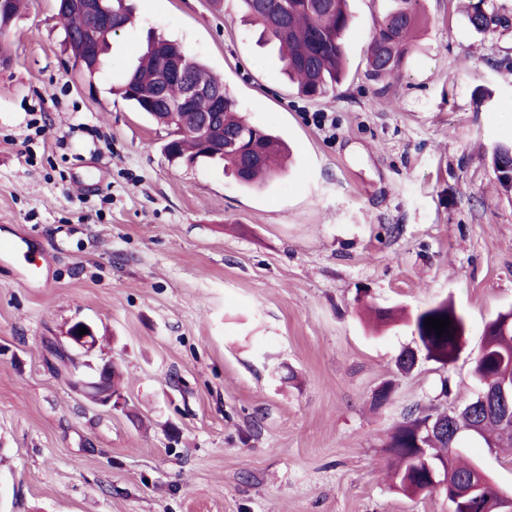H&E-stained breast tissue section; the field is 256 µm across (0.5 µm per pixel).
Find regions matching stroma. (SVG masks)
I'll list each match as a JSON object with an SVG mask.
<instances>
[{
    "label": "stroma",
    "instance_id": "35a3bbf8",
    "mask_svg": "<svg viewBox=\"0 0 512 512\" xmlns=\"http://www.w3.org/2000/svg\"><path fill=\"white\" fill-rule=\"evenodd\" d=\"M467 2L422 0L399 76L375 81L388 2L348 0L346 78L310 100L239 0H132L92 80L54 0H25L0 66V240H35L50 284L0 265V512H449L443 492L395 489L386 441L408 409L476 394L485 326L512 308V192L489 158L512 138V0H485L484 32ZM151 30L287 140L285 174L248 191L168 161L166 130L112 92ZM443 299L464 348L400 371L411 327L372 331L364 305ZM77 321L93 349L70 345ZM108 361L126 408L67 381ZM461 452L512 496V448Z\"/></svg>",
    "mask_w": 512,
    "mask_h": 512
}]
</instances>
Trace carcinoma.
Instances as JSON below:
<instances>
[{
	"label": "carcinoma",
	"instance_id": "carcinoma-1",
	"mask_svg": "<svg viewBox=\"0 0 512 512\" xmlns=\"http://www.w3.org/2000/svg\"><path fill=\"white\" fill-rule=\"evenodd\" d=\"M261 35L278 45L279 61L288 79L296 84L298 93L315 99L339 85L346 75L348 48L345 33L351 16L347 0H242ZM112 9V22L92 24L79 8L58 7L64 20V41L72 42L75 58L84 60L83 72L94 78L100 55L108 46L112 33L132 20L128 0H104ZM421 18V0H391L389 10L373 27L366 55V66L376 80L397 75L410 49L409 35ZM181 65V78L167 84L165 92L158 89L168 70L170 60ZM187 84H202L224 97V112L212 128L202 130L190 122L176 121L172 105L182 97ZM131 107L146 114L156 123L175 129L172 146L193 163L204 159L216 167L230 170L241 185L256 187L276 172L274 162L287 146L282 138L250 124L237 110V101L212 76L204 64L178 43L162 37L150 39L138 63L127 72L115 89ZM512 140L494 144L492 165L501 187L512 191V170L508 156ZM450 319L451 326L443 334L426 328V318ZM410 327L418 348L427 358L443 365L458 355L464 336L463 316L446 300L413 312ZM483 344L489 354L502 359L493 364L486 359L473 363L472 374L483 392H494L502 382H512V322L503 325L500 318L490 321ZM473 398L461 409L443 413H407L388 437L392 475L396 488L408 497L432 490L433 480L443 483L446 496L463 479L476 477L484 488L467 512H503V499L479 467L460 459L457 452L462 436L493 441L499 447L512 448V413L505 416L487 413L477 407Z\"/></svg>",
	"mask_w": 512,
	"mask_h": 512
}]
</instances>
